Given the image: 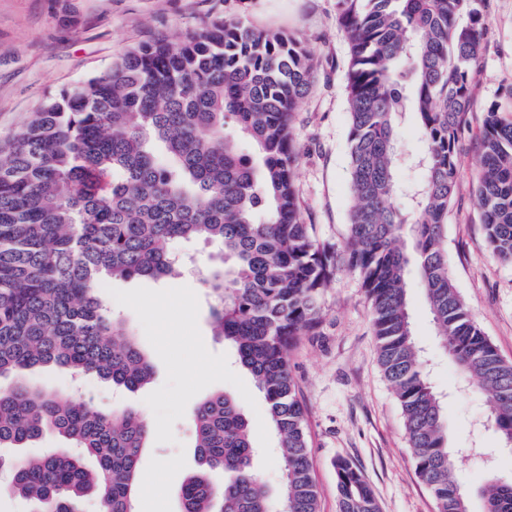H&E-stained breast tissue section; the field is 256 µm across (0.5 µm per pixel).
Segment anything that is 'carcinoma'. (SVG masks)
Wrapping results in <instances>:
<instances>
[{"instance_id":"cac0c4a2","label":"carcinoma","mask_w":512,"mask_h":512,"mask_svg":"<svg viewBox=\"0 0 512 512\" xmlns=\"http://www.w3.org/2000/svg\"><path fill=\"white\" fill-rule=\"evenodd\" d=\"M336 12L349 49L353 198L342 252L312 236L296 193L291 119L314 69L298 36L218 18L182 40L142 44L48 97L11 139L0 157V449L51 432L78 453L0 458L7 495L43 512H81L90 495L100 512H133L150 440L141 415L104 410L81 392L59 400L14 377L53 365L120 391L147 386L151 360L99 283L177 276L184 261L171 244L199 240L219 246L198 271L214 333L264 393L280 439L281 512H320L289 354L318 325L319 297L341 267L362 278L379 364L436 512H471L475 496L483 512H512V481L471 491L456 474L460 449L448 445L443 399L417 354L405 281L415 267L448 358L471 391L488 395L499 441H512V363L473 320L444 247L485 0H336ZM407 123L417 155L397 148ZM478 147L473 192L485 239L495 260L512 263V118L490 108ZM405 169L419 178L400 182ZM194 426L202 468L181 484L179 512H269L239 400L204 398ZM336 487L338 512H380L345 458L336 459Z\"/></svg>"}]
</instances>
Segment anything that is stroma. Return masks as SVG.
<instances>
[{
    "label": "stroma",
    "mask_w": 512,
    "mask_h": 512,
    "mask_svg": "<svg viewBox=\"0 0 512 512\" xmlns=\"http://www.w3.org/2000/svg\"><path fill=\"white\" fill-rule=\"evenodd\" d=\"M486 9L488 25L472 74L470 124L459 136L460 176L445 243L455 287L485 336L512 362V265L491 259L472 195L479 167L474 143L483 116L492 106L512 108V0H488ZM218 16L241 17L265 30L297 35L312 51V87L293 122L300 155L295 186L314 237L342 247L352 195L345 102L348 45L336 24V0H0V144L51 93L100 74L138 45L165 36L183 39ZM406 281L416 344L445 397L449 444L470 451L459 462L461 482L474 489L493 474L511 479L512 451L499 448L486 424L485 396L462 390L415 274ZM109 285L119 290L190 287L199 300L198 327L207 349L224 352L223 338L212 330L211 302L195 271L158 281L113 279ZM320 304L315 334L301 337L290 356L307 415L320 512H337L335 462L340 457L363 473L381 512H435L432 494L415 472L400 406L378 365L360 277L337 271ZM152 363L154 377L147 388L120 393L90 375L83 380V391L102 409L130 406L154 422L145 399L164 384L166 369L160 358ZM173 432L175 442H150L140 464L184 453L186 465L175 477L180 483L199 468L192 412L175 422Z\"/></svg>",
    "instance_id": "1"
}]
</instances>
